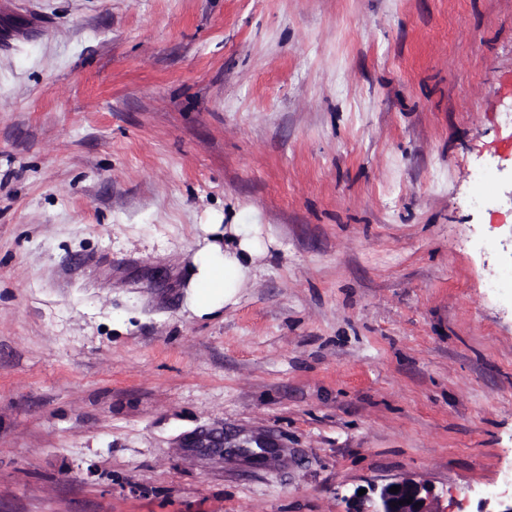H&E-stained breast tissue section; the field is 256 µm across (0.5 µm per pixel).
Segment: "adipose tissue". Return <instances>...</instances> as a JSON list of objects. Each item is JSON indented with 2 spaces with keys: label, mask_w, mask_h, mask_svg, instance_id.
I'll list each match as a JSON object with an SVG mask.
<instances>
[{
  "label": "adipose tissue",
  "mask_w": 512,
  "mask_h": 512,
  "mask_svg": "<svg viewBox=\"0 0 512 512\" xmlns=\"http://www.w3.org/2000/svg\"><path fill=\"white\" fill-rule=\"evenodd\" d=\"M193 252L185 304L196 316H211L235 304L255 277L267 246L248 224H205Z\"/></svg>",
  "instance_id": "1"
}]
</instances>
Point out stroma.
<instances>
[{
    "label": "stroma",
    "mask_w": 512,
    "mask_h": 512,
    "mask_svg": "<svg viewBox=\"0 0 512 512\" xmlns=\"http://www.w3.org/2000/svg\"><path fill=\"white\" fill-rule=\"evenodd\" d=\"M510 111L512 0H0V512L512 502ZM251 225L202 224L203 238L193 252L185 304L196 316H211L237 301L255 278L267 246ZM392 486H400L397 494L389 492ZM412 499V503H403V499ZM430 490L411 480L390 482L383 485L375 496L368 494L356 497L353 507L346 512H433L431 510ZM402 501V504H399ZM421 502V505H417ZM396 503L395 507L392 504Z\"/></svg>",
    "instance_id": "35a3bbf8"
}]
</instances>
